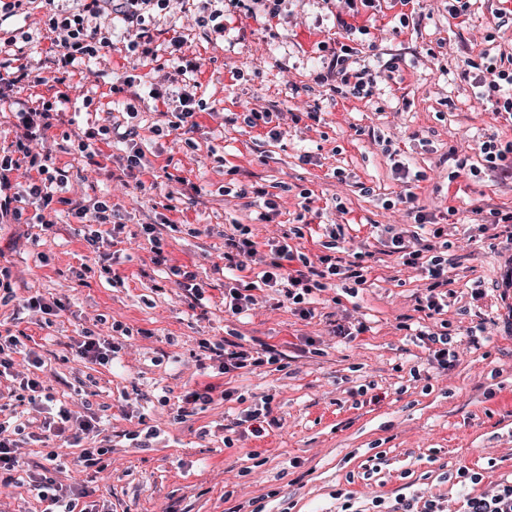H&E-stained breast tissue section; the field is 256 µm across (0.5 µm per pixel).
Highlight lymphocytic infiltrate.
Returning a JSON list of instances; mask_svg holds the SVG:
<instances>
[{
    "instance_id": "obj_1",
    "label": "lymphocytic infiltrate",
    "mask_w": 512,
    "mask_h": 512,
    "mask_svg": "<svg viewBox=\"0 0 512 512\" xmlns=\"http://www.w3.org/2000/svg\"><path fill=\"white\" fill-rule=\"evenodd\" d=\"M52 7L53 14L48 19L51 34L50 45L45 51L43 61L36 70L27 69L20 64L15 49V38L0 39V106H8L17 123L16 140L11 151L0 154V223L29 219L30 223L50 227L45 217L54 203V186L64 185L66 176L63 170L54 165V149L44 146L41 151H33L34 141L45 137L57 121L62 104L68 102V94L62 93L51 100L30 105L22 93L26 84L36 80L51 85H62L73 75L79 66H91L104 57L113 45L111 31L100 27H89V20L119 18L127 26L139 27L141 16L152 11L171 9L172 0H80L78 12L56 9V0H43ZM483 65L476 80L482 89V100L491 102L495 113L512 112V71L502 69L497 59L489 52H482ZM394 66L373 71L369 68L352 69L348 56L339 55L327 66L328 77L339 79L342 84L353 87L354 95L369 97L374 86L389 83L393 78ZM149 96L168 107L173 118L172 129H194L195 95L187 89L167 92L159 87H151ZM26 170L23 183L12 184L11 172ZM33 208V215H26V208ZM76 215L85 223L87 230L84 239L95 253L99 263L110 260V253L104 252L105 239L101 225L111 223L112 207L107 201L98 200L92 205H80ZM415 229H392L390 248L400 255L404 266L424 273L427 286L424 293L416 299L417 311L425 313L427 318L443 314L448 306L445 287L450 284L448 275L450 261L447 254L438 252L434 241L442 237L443 228H428L429 218L419 213L415 216ZM430 229V236H422V229ZM300 227L290 228L287 236L281 240L267 241L269 260L264 271L259 273L257 281H240L224 295V307L238 315L248 310L254 303L252 295L257 285L274 290L294 305L300 316H311L308 306L314 292H322L334 286L336 280H350L355 285L367 281L368 266H365V253H357L355 261L346 262L336 257V241L343 236V228L331 231L326 253L309 258L306 254L295 252L289 243L290 238L301 236ZM258 241L251 230L243 224L234 225L231 233L224 236V266L239 272L248 268V263L258 253ZM202 352L218 363V371L227 374L250 366L262 364V357L252 355L250 351L232 347L226 340H201ZM26 363L33 372L25 377H17V363ZM44 364L42 357L28 349L19 337L0 336V378L15 377L19 380V389L26 395L32 410L42 413L45 419L39 432L27 434L29 441H40L43 433L62 438L77 440L81 436L96 434L100 431L102 417L95 409H88L84 417L72 416L65 407L50 408V396L45 394L43 384L37 374ZM23 431L20 426L0 421V474L13 476L15 484L28 485L40 500L49 504V512H94L90 506L79 503L74 492L63 491L52 476L62 462L56 451L44 456L39 469L21 471V444L18 440ZM476 495H465L460 512H512V479L503 480L488 486Z\"/></svg>"
}]
</instances>
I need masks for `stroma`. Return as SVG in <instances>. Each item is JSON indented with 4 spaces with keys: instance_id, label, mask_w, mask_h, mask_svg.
I'll return each mask as SVG.
<instances>
[{
    "instance_id": "stroma-1",
    "label": "stroma",
    "mask_w": 512,
    "mask_h": 512,
    "mask_svg": "<svg viewBox=\"0 0 512 512\" xmlns=\"http://www.w3.org/2000/svg\"><path fill=\"white\" fill-rule=\"evenodd\" d=\"M501 6L512 10V0H469L459 18L448 0H377L348 31L334 0H279L273 14L266 0H224L220 36L190 17L146 18L159 59L180 35L203 62L197 95L207 108L186 144L174 143L152 99L121 89L136 64L123 41L105 63L119 92L92 85L77 69L51 136L84 132L113 115L136 131L151 163L142 179L158 188L144 194L107 179L127 152L116 137L100 144L95 166L80 152H57L67 184L56 191L52 229L0 225V267L9 269L17 296L0 305V334H25L56 401L77 416L90 402L105 416L99 438L71 447L55 437L31 444L24 468L58 449L68 465L55 480L83 483L86 503L99 512H233L252 501L263 512H338L344 495L364 512L373 497L390 502L404 487L459 512L467 490L458 468L481 475L469 490L475 494L511 477L512 331L504 321L512 306L497 282L512 243L488 237L477 222L479 211L512 210V182L496 178L480 152L483 141H512V118L494 115L465 73L483 50L512 52V23L495 14ZM346 48L358 65L396 67L371 100L319 79ZM261 107L271 111V126L248 127L243 112ZM272 126L279 138L268 137ZM399 163L409 177L397 173ZM169 164L187 181L172 211L165 208ZM253 185L284 186L275 221L263 220L255 194L236 196ZM305 191L314 212L298 205ZM409 193L447 227L456 263L447 319L458 357L445 371L431 365L419 336L429 323L415 309L425 282L384 244L385 225L412 221L399 201ZM101 198L110 200L118 226V260L108 275L84 270L89 250L68 205ZM342 208L349 222L338 242L342 257L371 254L372 272L356 297L340 287L315 293L313 314L304 318L276 304L273 291L259 290L246 312H225L224 290L235 284L234 272L221 270L226 225H248L261 243L309 225L310 234L293 244L313 256ZM146 224L160 225L171 264L196 271L203 303L152 263ZM31 296L63 297L67 308L54 316L18 312L17 300ZM345 316L366 327L355 340L333 333ZM117 323L122 331H114ZM91 329L110 335L111 364L77 356L76 342ZM203 338L254 352L271 347L285 358L221 375L198 348ZM209 383L211 403L184 406L189 391ZM262 404L276 427L239 424L243 410ZM143 422L159 436L138 448L127 435ZM101 441L112 450L107 469L87 475L71 467L81 449Z\"/></svg>"
}]
</instances>
